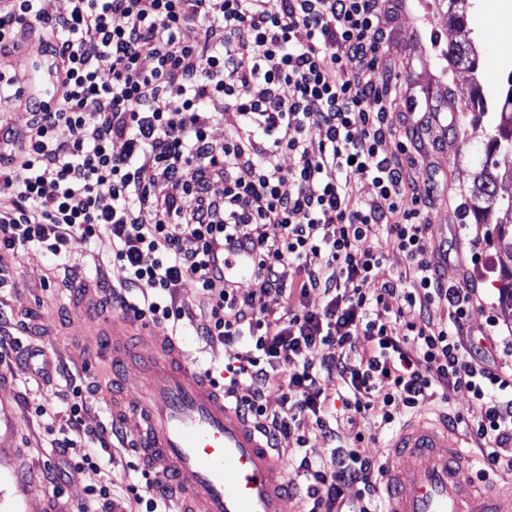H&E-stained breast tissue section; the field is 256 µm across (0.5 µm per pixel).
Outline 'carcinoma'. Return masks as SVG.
<instances>
[{
    "label": "carcinoma",
    "instance_id": "cac0c4a2",
    "mask_svg": "<svg viewBox=\"0 0 512 512\" xmlns=\"http://www.w3.org/2000/svg\"><path fill=\"white\" fill-rule=\"evenodd\" d=\"M449 52L474 74L472 85V120L481 121L493 114L490 137L481 159L480 172L474 180L469 210L480 224L494 225L493 243L503 255L500 293L505 307L512 309V198L497 195L500 178L497 156L512 152V68L505 70L494 87L479 73V60L473 42L467 40L449 47Z\"/></svg>",
    "mask_w": 512,
    "mask_h": 512
}]
</instances>
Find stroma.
Here are the masks:
<instances>
[{"label": "stroma", "mask_w": 512, "mask_h": 512, "mask_svg": "<svg viewBox=\"0 0 512 512\" xmlns=\"http://www.w3.org/2000/svg\"><path fill=\"white\" fill-rule=\"evenodd\" d=\"M497 6V0H476L467 12V29L463 32L448 20V0H410L408 7L385 12L380 25L389 40L380 69L402 73L417 91L447 98L441 121L449 127L448 148L427 151L411 171L412 178L419 182L431 169L442 171L447 179L446 195L435 198L431 205L427 241L435 255L448 249L466 254L478 249L479 262L470 261L455 270V284L480 293L482 306L471 318L473 327H483L490 317L495 321L493 335L507 338L512 337V314L500 298V254L486 241V225L477 223L467 211L473 179L492 127L487 121H472L466 110L472 75L448 55L450 43L473 39L482 69L492 76L501 73L505 56L497 52L496 44L512 39V26L489 27L488 17ZM68 262L80 268L83 278L112 287V252L107 246L73 237L68 245ZM52 263L51 255L36 246L15 256H0V264L11 271L8 286L0 289V332L16 338L23 347L41 346L51 361L50 373L39 377L17 366L14 354L0 355V371L12 377L21 402L18 441L32 478L29 492L35 497L59 498L71 512L83 505L90 512H132L134 505L126 487L139 481V462L136 453L125 448L118 436L107 435L109 451L101 455L97 469L80 471L56 483L47 478L49 469L63 467L51 446L52 438L65 429L78 445H86V431L107 430L112 424V414L100 399V392L110 391L119 399L136 394L140 387L136 337L127 339L123 367L113 368L109 336L93 334L78 322L72 292L44 287ZM75 384L86 397L78 431L71 429L68 421L71 387ZM39 405L46 408V415L35 416L34 409ZM107 483L112 486V503L92 500L89 489Z\"/></svg>", "instance_id": "obj_1"}]
</instances>
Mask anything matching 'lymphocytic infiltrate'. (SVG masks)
Wrapping results in <instances>:
<instances>
[{"label": "lymphocytic infiltrate", "instance_id": "f902f5d3", "mask_svg": "<svg viewBox=\"0 0 512 512\" xmlns=\"http://www.w3.org/2000/svg\"><path fill=\"white\" fill-rule=\"evenodd\" d=\"M52 2L0 0V51L39 34L65 64L51 107L24 100L21 75L0 73V92L24 104L22 124H0V254L37 246L62 259L73 236L107 240L117 285L102 306L241 345L214 385L271 441L291 436L302 449L311 425L333 444L329 462L300 458L310 512H333L352 484L363 512H382L379 466L363 436L338 444L340 427L372 412L390 430L459 388L479 404L454 418L479 449V474L512 469V373L489 368L471 341L479 291L448 277L463 256L428 250L440 172L420 184L409 174L426 147L443 149L429 136L440 115L401 131L389 119L383 0H69L63 14ZM216 96L220 143L203 108ZM283 154L294 159L286 170ZM359 172L371 176L370 200L353 197ZM380 235L405 256L403 274L373 251ZM242 255L252 260L246 291L224 277L225 260ZM189 278L201 318L187 328ZM144 283L152 295L133 297ZM272 294L291 301L276 319ZM324 346L336 357L318 358ZM329 375L332 392L321 384ZM272 390L284 406L273 417L263 403Z\"/></svg>", "mask_w": 512, "mask_h": 512}]
</instances>
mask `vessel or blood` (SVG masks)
I'll list each match as a JSON object with an SVG mask.
<instances>
[{
  "label": "vessel or blood",
  "mask_w": 512,
  "mask_h": 512,
  "mask_svg": "<svg viewBox=\"0 0 512 512\" xmlns=\"http://www.w3.org/2000/svg\"><path fill=\"white\" fill-rule=\"evenodd\" d=\"M59 60L39 61L29 71L38 98L62 90ZM140 352L143 390L114 417L142 424L137 440L144 470L173 488L171 512H283L293 495L289 462L268 447L261 428L249 422L207 373L170 336L144 328ZM0 380V483L13 485L14 512H63L53 502L33 503L29 481L15 459L17 409ZM383 478L387 512H512V498L478 491L463 450L446 420L423 417L392 439Z\"/></svg>",
  "instance_id": "vessel-or-blood-1"
}]
</instances>
